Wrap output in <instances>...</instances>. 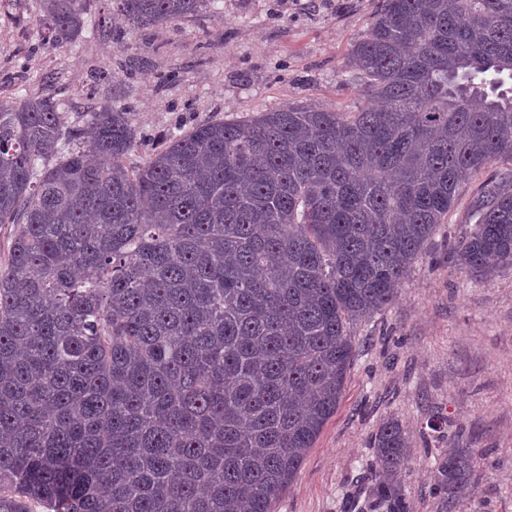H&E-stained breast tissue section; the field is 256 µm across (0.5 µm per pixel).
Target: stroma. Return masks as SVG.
Wrapping results in <instances>:
<instances>
[{"instance_id":"stroma-1","label":"stroma","mask_w":512,"mask_h":512,"mask_svg":"<svg viewBox=\"0 0 512 512\" xmlns=\"http://www.w3.org/2000/svg\"><path fill=\"white\" fill-rule=\"evenodd\" d=\"M382 0H215L197 14L134 29L110 0H84L89 25L54 47L42 0H0V102L50 99L75 127L107 106L127 109L145 165L162 138L192 126L316 104L367 103L347 73ZM490 164L465 181L397 299L354 323L355 357L325 424L272 512H369L371 440L396 417L410 447L399 481L409 512H440L431 475L449 444L482 452L474 488L452 512H512V266L491 278L458 269L454 247L475 222Z\"/></svg>"}]
</instances>
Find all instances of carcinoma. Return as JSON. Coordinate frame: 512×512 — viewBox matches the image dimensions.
<instances>
[{
  "label": "carcinoma",
  "instance_id": "carcinoma-1",
  "mask_svg": "<svg viewBox=\"0 0 512 512\" xmlns=\"http://www.w3.org/2000/svg\"><path fill=\"white\" fill-rule=\"evenodd\" d=\"M80 2L43 0L53 45ZM349 64L378 105L202 123L143 167L123 108L85 137L47 98L0 103V512H271L336 413L350 325L395 301L459 185L512 162V0H382ZM486 198L457 247L482 278L512 265V168ZM408 445L379 426L369 509L408 512ZM473 477L448 449L443 512Z\"/></svg>",
  "mask_w": 512,
  "mask_h": 512
}]
</instances>
